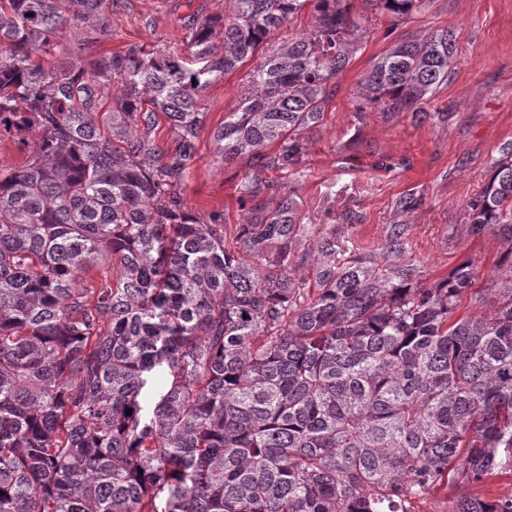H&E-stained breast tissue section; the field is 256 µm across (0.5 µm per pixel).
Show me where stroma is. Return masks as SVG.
<instances>
[{
	"label": "stroma",
	"instance_id": "obj_1",
	"mask_svg": "<svg viewBox=\"0 0 512 512\" xmlns=\"http://www.w3.org/2000/svg\"><path fill=\"white\" fill-rule=\"evenodd\" d=\"M364 33L360 49L336 78V95L319 126L304 131L305 180L292 189L312 223L335 225L359 252L378 255L391 225L406 228L412 258L429 284L466 259L480 267L483 302L463 298V315H483L498 299L504 275L497 262L507 250L498 235L472 234L465 205L484 186L500 146L512 141V0H430L408 21L372 19L365 0H353ZM227 14L226 0H114L111 28L98 34L99 52L134 44L180 49L193 10ZM447 28L455 35V59L446 83L424 100L427 122L411 113H357L358 83L375 60L399 40ZM247 67L225 75L200 95L205 114L199 155L182 191L197 217L212 212L228 224L243 221L238 184L249 159L224 165L215 156L214 130L235 111L246 90ZM405 194L422 203L409 212L395 202Z\"/></svg>",
	"mask_w": 512,
	"mask_h": 512
}]
</instances>
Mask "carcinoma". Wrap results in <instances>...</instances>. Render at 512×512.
<instances>
[{
    "label": "carcinoma",
    "mask_w": 512,
    "mask_h": 512,
    "mask_svg": "<svg viewBox=\"0 0 512 512\" xmlns=\"http://www.w3.org/2000/svg\"><path fill=\"white\" fill-rule=\"evenodd\" d=\"M350 2L229 0L188 22L183 51L106 56L91 33L112 0H0V131L31 146L0 171V512H411L439 486L512 478V141L466 203L471 232L509 243L480 317L457 314L484 300L473 260L423 286L404 225L364 255L305 224L285 185L359 49ZM365 2L402 20L430 0ZM62 38L77 53L45 59ZM454 52L447 28L393 44L359 111L424 116ZM249 61L213 134L224 164L253 158L231 227L181 188L200 93ZM449 512H512V493ZM499 290L498 289H489L486 294V299L483 302H476L470 298V294L463 297L461 306L459 308L458 314L463 315H483L488 314L492 309L493 300H497L499 298Z\"/></svg>",
    "instance_id": "1"
}]
</instances>
